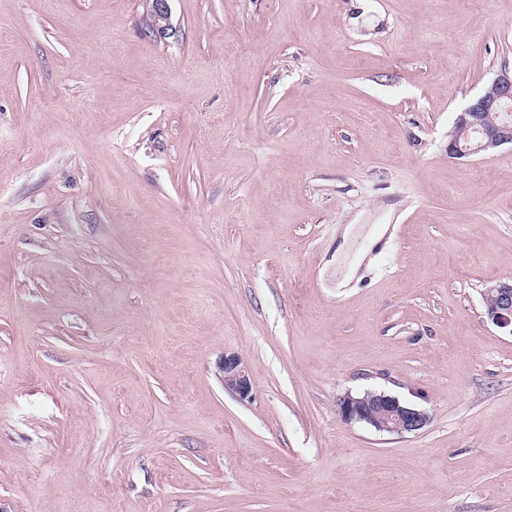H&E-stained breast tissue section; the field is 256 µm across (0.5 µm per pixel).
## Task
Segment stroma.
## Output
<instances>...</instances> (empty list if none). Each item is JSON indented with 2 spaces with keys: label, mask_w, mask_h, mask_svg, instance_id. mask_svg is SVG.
<instances>
[{
  "label": "stroma",
  "mask_w": 512,
  "mask_h": 512,
  "mask_svg": "<svg viewBox=\"0 0 512 512\" xmlns=\"http://www.w3.org/2000/svg\"><path fill=\"white\" fill-rule=\"evenodd\" d=\"M146 7L0 0V512H512V147L448 157L512 0ZM170 0H147L149 4V13L155 20V28L153 18L149 15L148 20L144 19L143 29L145 32L153 34L156 38H162L168 35L171 29L170 24ZM354 225L355 224H346L342 229L341 241L336 247V253L332 256L331 260L326 262L325 265V267L336 265V268H334V271L336 270V276L341 275L338 287L345 286L352 278L355 264L358 259V256L356 255L353 260H349L351 238L356 230ZM486 314L500 328H509L512 334V280L487 287ZM222 370V382L225 390L234 393L241 399L250 397L252 379L248 367L236 355L225 356ZM341 416L350 423H360L383 434L416 433L430 422L428 413L384 391H365L347 395L339 405Z\"/></svg>",
  "instance_id": "obj_1"
}]
</instances>
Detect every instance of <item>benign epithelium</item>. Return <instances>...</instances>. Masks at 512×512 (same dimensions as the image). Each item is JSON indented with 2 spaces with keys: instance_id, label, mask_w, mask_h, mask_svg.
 Wrapping results in <instances>:
<instances>
[{
  "instance_id": "7a95c632",
  "label": "benign epithelium",
  "mask_w": 512,
  "mask_h": 512,
  "mask_svg": "<svg viewBox=\"0 0 512 512\" xmlns=\"http://www.w3.org/2000/svg\"><path fill=\"white\" fill-rule=\"evenodd\" d=\"M149 13L155 20L154 36L162 38L171 29L169 0H147ZM512 110V72L502 71L457 116L448 140V156L464 159L481 153L494 152L505 145L512 146V121H486V112ZM486 314L500 328H512V280L487 287ZM222 382L224 389L241 399L250 397L252 379L240 357H224ZM341 416L350 423L364 424L378 433H416L430 422L428 413L401 401L384 391H366L362 395H347L339 405Z\"/></svg>"
}]
</instances>
